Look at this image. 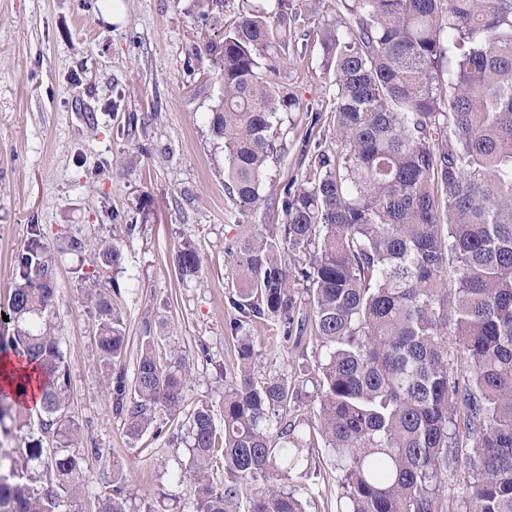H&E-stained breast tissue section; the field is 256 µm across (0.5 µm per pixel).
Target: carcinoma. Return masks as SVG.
I'll use <instances>...</instances> for the list:
<instances>
[{"mask_svg":"<svg viewBox=\"0 0 512 512\" xmlns=\"http://www.w3.org/2000/svg\"><path fill=\"white\" fill-rule=\"evenodd\" d=\"M330 13L318 37L336 148L283 187L281 223L240 224L225 243L237 363L224 370L223 424L208 404L189 413L191 468L178 480L193 484L194 512H305L278 481L312 445L295 415L310 382L348 512H449L441 475L460 463L470 481L459 512H512V0H332ZM298 19L290 0L250 3L206 46L221 86L210 130L245 207L262 201L279 114L299 107L284 81ZM96 251L122 262L114 246ZM176 261L181 279L199 277L191 244ZM16 266L17 330L0 354L36 366L40 404L0 389V425L35 420L52 447L23 436L22 469L0 454V512H83L65 355L47 323L27 322L55 296L40 232ZM86 301L98 357L114 368L123 315L93 288ZM262 320L295 348L312 337L325 349L316 376H253L250 326ZM136 364L131 391L123 371L112 380L132 439L182 409L189 377L152 336ZM100 500L99 512H127L118 485Z\"/></svg>","mask_w":512,"mask_h":512,"instance_id":"obj_1","label":"carcinoma"}]
</instances>
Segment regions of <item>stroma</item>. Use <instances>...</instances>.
Segmentation results:
<instances>
[{
    "mask_svg": "<svg viewBox=\"0 0 512 512\" xmlns=\"http://www.w3.org/2000/svg\"><path fill=\"white\" fill-rule=\"evenodd\" d=\"M103 0H0V315L15 282V259L39 225L55 258V298L44 318L61 340L69 373L68 413L82 444L104 449L87 458L84 512L121 466L128 512H192L193 490L178 482L190 463L189 411L210 404L222 419L224 370L236 361L226 301L232 276L224 241L240 224H277L272 207L244 208L225 189L224 146L209 117L219 84L209 55L195 45L222 42L241 0H123L125 20L107 22ZM322 15L298 26L290 47L288 86L300 107L281 115L280 152L260 193L275 199L305 174L306 150L335 141L333 77L324 71L315 33ZM135 232H128V225ZM120 248L119 267L67 241ZM201 260L199 279L181 280V242ZM111 295L126 320L123 369L133 378L142 336L162 352L184 355L190 368L183 415H159V432L130 439L112 411V374L98 361L96 321L84 289ZM255 378L317 371L316 343H284L278 324L251 327ZM286 480L307 512H342L336 456L322 441L304 451Z\"/></svg>",
    "mask_w": 512,
    "mask_h": 512,
    "instance_id": "35a3bbf8",
    "label": "stroma"
}]
</instances>
